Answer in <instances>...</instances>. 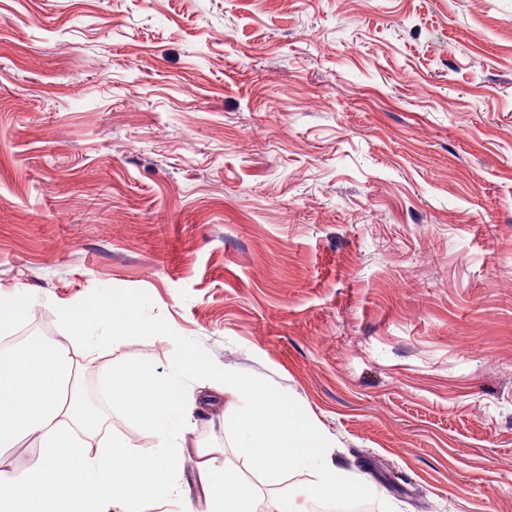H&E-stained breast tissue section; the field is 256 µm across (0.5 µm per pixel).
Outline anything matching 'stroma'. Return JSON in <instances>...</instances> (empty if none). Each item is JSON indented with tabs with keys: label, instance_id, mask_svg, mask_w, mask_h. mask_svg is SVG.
I'll return each mask as SVG.
<instances>
[{
	"label": "stroma",
	"instance_id": "stroma-1",
	"mask_svg": "<svg viewBox=\"0 0 512 512\" xmlns=\"http://www.w3.org/2000/svg\"><path fill=\"white\" fill-rule=\"evenodd\" d=\"M105 287L291 395L394 512H512V0H0V293L52 338ZM188 389L184 512L201 454L307 508Z\"/></svg>",
	"mask_w": 512,
	"mask_h": 512
}]
</instances>
